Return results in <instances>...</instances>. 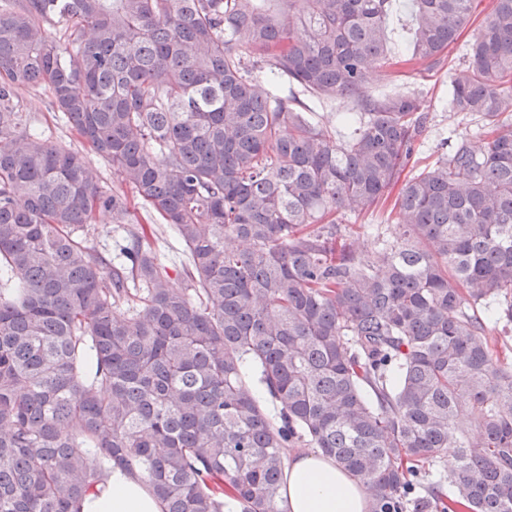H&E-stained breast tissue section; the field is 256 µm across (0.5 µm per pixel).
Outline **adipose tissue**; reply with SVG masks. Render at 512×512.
<instances>
[{"label":"adipose tissue","instance_id":"adipose-tissue-1","mask_svg":"<svg viewBox=\"0 0 512 512\" xmlns=\"http://www.w3.org/2000/svg\"><path fill=\"white\" fill-rule=\"evenodd\" d=\"M287 512H370L363 488L330 459L318 453L289 458L282 488ZM82 512H163L143 480L113 468L106 489L88 495Z\"/></svg>","mask_w":512,"mask_h":512}]
</instances>
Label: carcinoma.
I'll use <instances>...</instances> for the list:
<instances>
[{"instance_id": "cac0c4a2", "label": "carcinoma", "mask_w": 512, "mask_h": 512, "mask_svg": "<svg viewBox=\"0 0 512 512\" xmlns=\"http://www.w3.org/2000/svg\"><path fill=\"white\" fill-rule=\"evenodd\" d=\"M257 2L0 0V512H80L106 489L92 455L164 512H282L299 444L371 512H512V364L489 334L512 323V0L448 82L477 128L405 180L378 263L339 224L385 199L429 118L417 93L363 94L394 0ZM480 2L413 0L407 60L441 56ZM283 79L353 100L336 123L355 135ZM41 85L184 245L180 282L126 198L14 111ZM98 212L123 229L113 259L89 245ZM449 454L453 505L416 495L409 464Z\"/></svg>"}]
</instances>
